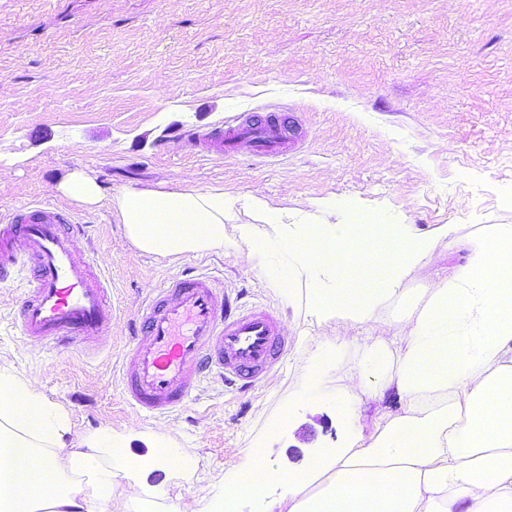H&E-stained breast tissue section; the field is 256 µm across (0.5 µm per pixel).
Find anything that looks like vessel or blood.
Returning a JSON list of instances; mask_svg holds the SVG:
<instances>
[{
    "label": "vessel or blood",
    "mask_w": 512,
    "mask_h": 512,
    "mask_svg": "<svg viewBox=\"0 0 512 512\" xmlns=\"http://www.w3.org/2000/svg\"><path fill=\"white\" fill-rule=\"evenodd\" d=\"M295 123L276 113L242 114L223 129L198 135L210 154L255 157L287 154ZM85 227L50 205L15 208L0 228V281L24 277L27 288L13 316L24 339L59 347L86 344L112 327L109 288L73 246ZM117 385L140 413H178L201 381L216 377L247 390L281 366L288 340L270 307L246 308L199 271L169 277L129 326Z\"/></svg>",
    "instance_id": "b4317fda"
}]
</instances>
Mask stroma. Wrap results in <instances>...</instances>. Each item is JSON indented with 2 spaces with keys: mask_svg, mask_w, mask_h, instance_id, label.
<instances>
[{
  "mask_svg": "<svg viewBox=\"0 0 512 512\" xmlns=\"http://www.w3.org/2000/svg\"><path fill=\"white\" fill-rule=\"evenodd\" d=\"M269 112L300 126L287 156H216L191 139ZM75 169L109 196L220 186L304 211L319 197H353L425 231L455 225L458 245L440 242L384 310L403 324L425 282L454 276L482 225L512 224L501 201L512 189V0H0V222L42 203L87 225L76 247L112 304L99 346H33L12 320L22 282L0 281V369L65 407L69 447L109 428L140 459L154 438L174 439L193 466L156 474L158 507L194 505L254 442L279 470L301 448L341 444L335 406L315 410L298 395L316 345L341 330L283 303L241 252L138 250L108 204L57 192ZM188 267L275 309L293 345L283 369L252 389L213 380L159 419L132 410L113 373L141 301Z\"/></svg>",
  "mask_w": 512,
  "mask_h": 512,
  "instance_id": "obj_1",
  "label": "stroma"
}]
</instances>
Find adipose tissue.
Wrapping results in <instances>:
<instances>
[{
	"instance_id": "1",
	"label": "adipose tissue",
	"mask_w": 512,
	"mask_h": 512,
	"mask_svg": "<svg viewBox=\"0 0 512 512\" xmlns=\"http://www.w3.org/2000/svg\"><path fill=\"white\" fill-rule=\"evenodd\" d=\"M57 190L86 207L108 202L133 245L149 254L245 252L283 302L344 328L329 355L314 360L301 394L324 395V375L335 371L339 408L352 426L348 440L293 472L286 494L266 512H512V224L483 225L455 276L422 288L415 318L374 337L367 364L349 367L341 349L380 328L381 310L453 228L427 233L372 223L352 198H322L314 212L291 213L220 188L108 197L81 170ZM242 209L255 222H238ZM391 390L405 399L403 413L381 416L364 434L361 397L380 400ZM71 433L61 406L30 379L0 371V512H111L122 478L120 512H148L140 474L186 464L165 437L134 462L112 430L84 437L78 448L66 444ZM261 469L256 448L246 449L214 496L191 512H238L240 502L262 493Z\"/></svg>"
}]
</instances>
